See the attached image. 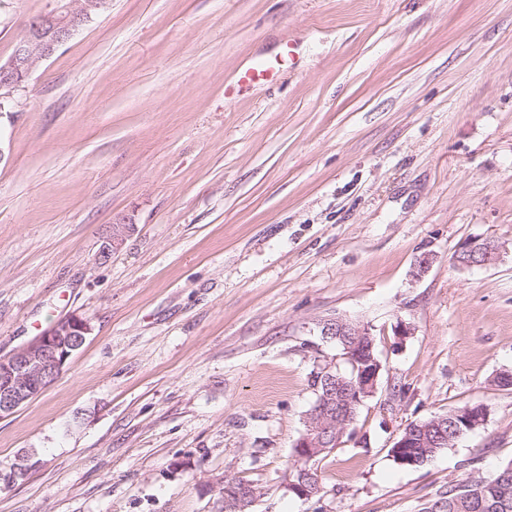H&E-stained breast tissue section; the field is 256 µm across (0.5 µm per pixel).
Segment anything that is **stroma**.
Listing matches in <instances>:
<instances>
[{"mask_svg":"<svg viewBox=\"0 0 512 512\" xmlns=\"http://www.w3.org/2000/svg\"><path fill=\"white\" fill-rule=\"evenodd\" d=\"M53 5L0 0V63ZM291 38L294 65L238 85ZM8 100L0 357L71 314L92 332L0 419V474L31 463L0 512H222L227 480L252 512H446L512 460V0H111ZM485 238L498 262L455 265ZM336 314L371 327L381 377L364 443L302 499ZM478 403L483 426L394 461L407 424ZM301 468H304V465H301ZM313 468L310 470L308 468H304L301 471V474L298 473V471H295V473L292 475V478L289 479L288 482V488L289 490H293L295 495L301 496L304 498H311L321 491V486L319 481L315 480V476L312 474ZM301 477V478H300ZM300 483L297 482H291L295 480H299ZM297 493V494H296ZM299 494V495H298ZM224 494V511L247 512L256 501V491L250 484L239 481H228L220 488L219 495Z\"/></svg>","mask_w":512,"mask_h":512,"instance_id":"1","label":"stroma"}]
</instances>
